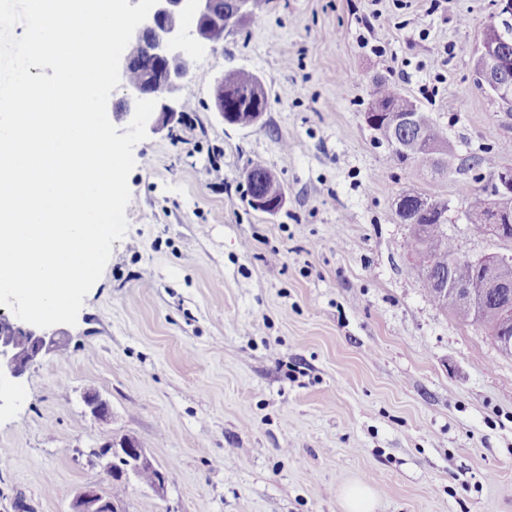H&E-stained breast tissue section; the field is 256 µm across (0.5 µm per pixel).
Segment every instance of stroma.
<instances>
[{"mask_svg": "<svg viewBox=\"0 0 512 512\" xmlns=\"http://www.w3.org/2000/svg\"><path fill=\"white\" fill-rule=\"evenodd\" d=\"M493 10L267 0L218 45L185 14L192 122L149 118L127 232L63 350L0 382V512H70L110 482L91 449L128 437L173 478L130 482L119 512H342L362 481L373 512H512V356L429 301L395 214L420 189L447 200L459 256L512 253L472 230L461 195L482 159L512 167V118L474 85ZM230 68L269 96L257 126L214 107ZM377 76L477 166L434 179L392 161L364 119ZM251 161L285 191L276 214L247 204Z\"/></svg>", "mask_w": 512, "mask_h": 512, "instance_id": "obj_1", "label": "stroma"}]
</instances>
